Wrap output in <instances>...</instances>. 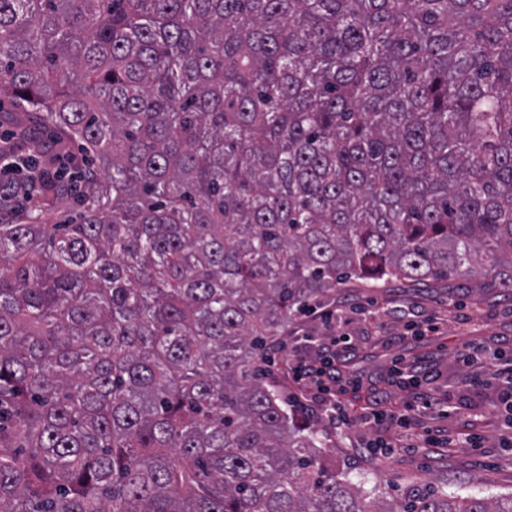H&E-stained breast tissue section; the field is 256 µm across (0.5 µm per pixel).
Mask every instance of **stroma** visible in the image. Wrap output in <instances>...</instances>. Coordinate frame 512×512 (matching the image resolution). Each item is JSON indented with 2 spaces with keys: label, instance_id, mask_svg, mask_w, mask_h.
I'll return each mask as SVG.
<instances>
[{
  "label": "stroma",
  "instance_id": "35a3bbf8",
  "mask_svg": "<svg viewBox=\"0 0 512 512\" xmlns=\"http://www.w3.org/2000/svg\"><path fill=\"white\" fill-rule=\"evenodd\" d=\"M330 306L338 311L335 324L325 325L310 313L296 315L290 325L302 330L303 339L285 335L271 348L269 377L284 397L296 388L281 373V358H316L318 342L330 335L350 341L353 351L341 373L358 379L362 395L376 397L381 411L416 400L415 387L392 377L397 358L422 360L434 376L427 387L434 402L416 411L409 431L388 417L363 424L356 402L344 405L345 423L335 427L319 401H311L308 422L326 437L337 471L358 487L375 489L383 504L403 499L422 484L451 494L512 493V412L503 402V385L489 375L471 384L457 358L458 349L471 342L491 352L512 340V303L490 291L471 295L460 280L424 285L392 280L375 287L369 280L352 279L337 288ZM425 318L438 323V335L409 337L408 324ZM468 433L480 437L481 448L459 447ZM409 444L414 452H406Z\"/></svg>",
  "mask_w": 512,
  "mask_h": 512
}]
</instances>
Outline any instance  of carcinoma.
Masks as SVG:
<instances>
[{
	"label": "carcinoma",
	"mask_w": 512,
	"mask_h": 512,
	"mask_svg": "<svg viewBox=\"0 0 512 512\" xmlns=\"http://www.w3.org/2000/svg\"><path fill=\"white\" fill-rule=\"evenodd\" d=\"M82 141L0 224V512H512L339 479L258 378L351 276L512 300V0H0V97Z\"/></svg>",
	"instance_id": "cac0c4a2"
}]
</instances>
